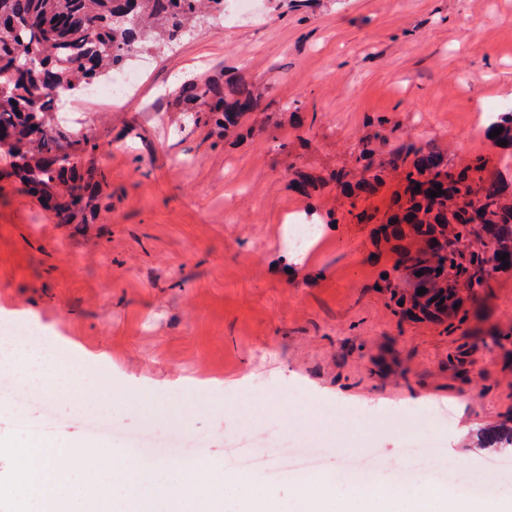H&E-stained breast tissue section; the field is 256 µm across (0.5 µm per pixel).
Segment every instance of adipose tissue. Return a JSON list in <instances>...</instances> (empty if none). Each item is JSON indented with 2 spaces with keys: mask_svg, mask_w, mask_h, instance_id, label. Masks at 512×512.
I'll use <instances>...</instances> for the list:
<instances>
[{
  "mask_svg": "<svg viewBox=\"0 0 512 512\" xmlns=\"http://www.w3.org/2000/svg\"><path fill=\"white\" fill-rule=\"evenodd\" d=\"M299 512H484L481 504L449 493L432 468L421 467L413 489H395L382 476H373L369 485L352 479L331 486L317 477L297 482Z\"/></svg>",
  "mask_w": 512,
  "mask_h": 512,
  "instance_id": "obj_1",
  "label": "adipose tissue"
}]
</instances>
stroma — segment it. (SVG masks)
Returning a JSON list of instances; mask_svg holds the SVG:
<instances>
[{
  "label": "stroma",
  "mask_w": 512,
  "mask_h": 512,
  "mask_svg": "<svg viewBox=\"0 0 512 512\" xmlns=\"http://www.w3.org/2000/svg\"><path fill=\"white\" fill-rule=\"evenodd\" d=\"M135 66L122 102L79 95L84 123L54 116L65 148L97 145L84 155L104 175L93 209L61 224L0 179V321L37 323L87 378L85 392L30 406V427L51 408L61 445L120 460L139 454L125 431L171 419L223 470L225 433L259 440L277 426L326 438L320 475L332 481L342 448L375 449L395 479L422 425L511 503L512 477L470 437L512 415V274L466 301L461 326L401 318L379 287L402 277L398 252L377 238L400 175L350 198L327 180L362 173L361 150L424 140L451 167L480 155L511 181L485 130L512 107V0H254L251 16L225 9ZM209 78L258 96L232 132L180 96ZM297 168L309 195L288 187ZM295 217L323 231L288 273ZM441 404L451 424L433 416ZM99 415L118 429L105 442L86 428Z\"/></svg>",
  "instance_id": "obj_1"
}]
</instances>
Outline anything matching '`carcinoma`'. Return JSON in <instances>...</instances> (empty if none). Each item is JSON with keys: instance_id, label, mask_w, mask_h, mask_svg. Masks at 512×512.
<instances>
[{"instance_id": "obj_1", "label": "carcinoma", "mask_w": 512, "mask_h": 512, "mask_svg": "<svg viewBox=\"0 0 512 512\" xmlns=\"http://www.w3.org/2000/svg\"><path fill=\"white\" fill-rule=\"evenodd\" d=\"M224 11V0H0V143L7 145L10 171L58 219L69 224L92 208L96 170L81 157L62 152L66 133L52 124L59 98L73 96L94 81L126 69L129 57L175 45L194 32L208 14ZM184 100L225 131L257 106L253 90L239 84L233 100H224V85L205 80L182 89ZM512 147V111L492 122L487 132ZM365 170L352 183L340 170L331 177L342 193L373 192L386 166L401 170L403 195L397 213L382 227L387 239L413 237L420 247H400L398 266L428 280L426 293L385 288L403 302L400 313L411 319L463 324L468 317L461 293L474 298L493 272L512 273V190L485 174L478 156L459 168L448 166L429 142H407L374 163L365 149ZM442 185L432 198L429 192ZM313 185L310 176L293 170L288 188L301 195ZM508 254L503 265L501 255ZM476 447L512 448V418L476 431Z\"/></svg>"}]
</instances>
